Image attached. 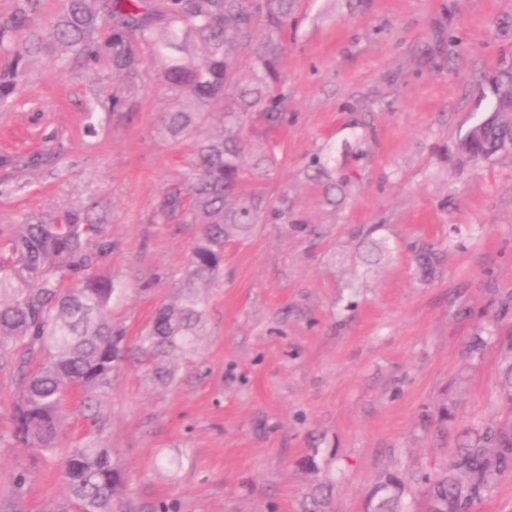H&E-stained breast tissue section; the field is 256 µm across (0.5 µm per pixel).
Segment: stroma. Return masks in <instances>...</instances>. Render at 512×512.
Returning <instances> with one entry per match:
<instances>
[{"mask_svg": "<svg viewBox=\"0 0 512 512\" xmlns=\"http://www.w3.org/2000/svg\"><path fill=\"white\" fill-rule=\"evenodd\" d=\"M295 17L279 67L288 123L249 138L275 150L272 195L331 232L310 244L272 222L227 245L202 335L174 359L172 382L136 365L116 377L106 437L139 507L302 512L305 495L330 483V512H364L379 477L399 472L409 512H426L425 478L459 429L512 409L498 347L469 350L485 329L512 332V162L455 154L459 132L492 103L488 74L512 55V0H297ZM92 79L38 60L20 106L0 116V152L40 151L53 134L69 148L64 180L26 171L24 189L0 197V229L107 196L106 270L128 287L111 316L134 338L174 299L199 233L153 221L195 145L157 137L172 103L153 84L133 122L87 136ZM321 152L338 184L332 205L304 174ZM422 241L445 252L430 282L414 261ZM447 396L456 423L442 427ZM19 471L32 475L25 512H54L56 459L0 447V504Z\"/></svg>", "mask_w": 512, "mask_h": 512, "instance_id": "stroma-1", "label": "stroma"}]
</instances>
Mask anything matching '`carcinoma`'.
<instances>
[{
	"instance_id": "1",
	"label": "carcinoma",
	"mask_w": 512,
	"mask_h": 512,
	"mask_svg": "<svg viewBox=\"0 0 512 512\" xmlns=\"http://www.w3.org/2000/svg\"><path fill=\"white\" fill-rule=\"evenodd\" d=\"M14 2L11 12H0V112L18 105L32 62L45 57L61 69L96 73L87 101L118 121L138 112L142 85L164 87L174 107L164 113L157 134L195 141L189 170L161 195L154 223L198 224L199 235L173 284L178 300L159 307L133 342L109 316L126 288L104 267L112 252L107 199L92 193L0 231V373L15 376L16 392L12 426L0 432V446L21 444L37 455L61 457L66 496L56 512H127L130 488L106 441L104 399L115 377L135 360L158 383L172 379L169 360L191 351L201 336L226 244L250 238L269 218L297 236L326 234L296 218L288 196L266 190L271 158L246 162L244 129L254 117L269 127L288 123L286 97L275 84L294 0H64L45 24L37 17L42 0ZM488 84L492 110L455 144L459 159L473 164L512 158V66L497 68ZM215 115L219 133L204 134ZM67 155L58 137L43 152L1 153L0 195L22 190L18 174L26 170L59 180ZM306 171L313 182L330 177L319 153ZM417 261L432 275L441 252L424 244ZM75 396L83 433L64 447L65 409ZM511 470L509 414L466 437L446 469L427 478V512H469ZM29 484L28 474L13 476L12 512H22ZM404 491L402 479L387 474L366 506L406 512Z\"/></svg>"
}]
</instances>
